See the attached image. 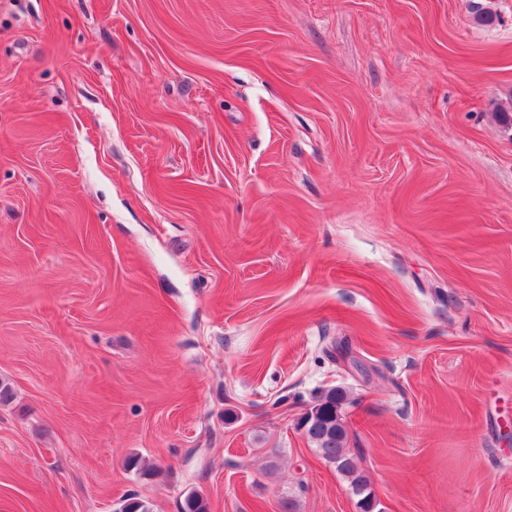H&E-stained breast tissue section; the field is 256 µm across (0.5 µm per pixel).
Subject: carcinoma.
Returning <instances> with one entry per match:
<instances>
[{"mask_svg":"<svg viewBox=\"0 0 512 512\" xmlns=\"http://www.w3.org/2000/svg\"><path fill=\"white\" fill-rule=\"evenodd\" d=\"M344 399V392L336 388L316 398V401L322 402L320 409L324 413L316 416L310 425L308 440L315 446L319 456L334 466L336 472L347 481L352 494L363 502L372 497L373 490L369 476L347 448L346 425L338 413ZM181 512H210V504L206 496L192 493L184 499Z\"/></svg>","mask_w":512,"mask_h":512,"instance_id":"carcinoma-1","label":"carcinoma"}]
</instances>
